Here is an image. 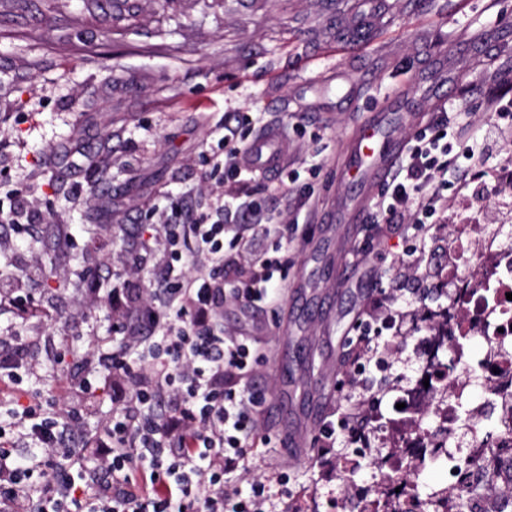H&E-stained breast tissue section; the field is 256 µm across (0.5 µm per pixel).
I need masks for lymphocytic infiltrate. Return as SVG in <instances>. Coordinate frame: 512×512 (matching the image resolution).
Segmentation results:
<instances>
[{"label":"lymphocytic infiltrate","mask_w":512,"mask_h":512,"mask_svg":"<svg viewBox=\"0 0 512 512\" xmlns=\"http://www.w3.org/2000/svg\"><path fill=\"white\" fill-rule=\"evenodd\" d=\"M512 99L497 96L479 141H443V112L406 143L395 173L370 205L372 224H409L428 233L449 182L481 177L503 188L498 119ZM224 116L223 160L213 166L216 221L202 217L164 224L173 262L191 261L192 277L163 276L148 291L128 289L113 348H96V363L112 378V417L93 456L63 445L55 409L38 397L13 398L0 420V512H273L278 473L241 488L239 474L266 438L256 422L266 403L249 385L262 355L249 337L224 332V299L271 307L285 277L281 258L306 195L289 193V217L264 221L238 204L241 188L261 175L248 166L249 142ZM257 238L270 240L254 249ZM75 468L59 482L50 471Z\"/></svg>","instance_id":"1"}]
</instances>
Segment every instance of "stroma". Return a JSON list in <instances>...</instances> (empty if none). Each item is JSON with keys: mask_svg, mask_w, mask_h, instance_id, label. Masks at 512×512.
<instances>
[{"mask_svg": "<svg viewBox=\"0 0 512 512\" xmlns=\"http://www.w3.org/2000/svg\"><path fill=\"white\" fill-rule=\"evenodd\" d=\"M131 26L105 33L84 0H28L0 28V202L37 207V224L0 223V271L33 297L0 289V357L28 364L21 390L60 401L96 379L87 355L112 334L109 294L148 286L170 256L157 241L161 211H212L209 173L224 115L244 112L288 142L313 214L286 254L284 296L272 309L224 304V329L255 338L265 357L251 379L275 402L287 354L294 394L322 379L324 420L347 409L336 382L353 360L368 300L408 302L401 331L379 339L387 369L367 363L359 391L409 384L417 358L399 353L422 328L420 298L448 264L453 221L425 240L404 225L367 233L347 221L364 181L345 175L364 119L383 116L405 139L447 106L464 133L482 122L498 73L512 72V0H137ZM352 241L337 279V243ZM411 254L421 273L401 272ZM249 462L252 476L285 473L297 512H334L344 493L337 450L286 455L278 424Z\"/></svg>", "mask_w": 512, "mask_h": 512, "instance_id": "1", "label": "stroma"}]
</instances>
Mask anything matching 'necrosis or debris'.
Masks as SVG:
<instances>
[{
    "label": "necrosis or debris",
    "mask_w": 512,
    "mask_h": 512,
    "mask_svg": "<svg viewBox=\"0 0 512 512\" xmlns=\"http://www.w3.org/2000/svg\"><path fill=\"white\" fill-rule=\"evenodd\" d=\"M449 247L472 261L443 272L447 339L417 337L411 349L421 364L411 385L371 400L373 436L400 445L385 455L378 479L400 512H415V457L444 470L449 501L466 512H512V237L464 224ZM475 338L478 353L470 346ZM385 406L397 416H383ZM487 417L496 422L490 436L477 426Z\"/></svg>",
    "instance_id": "necrosis-or-debris-1"
}]
</instances>
